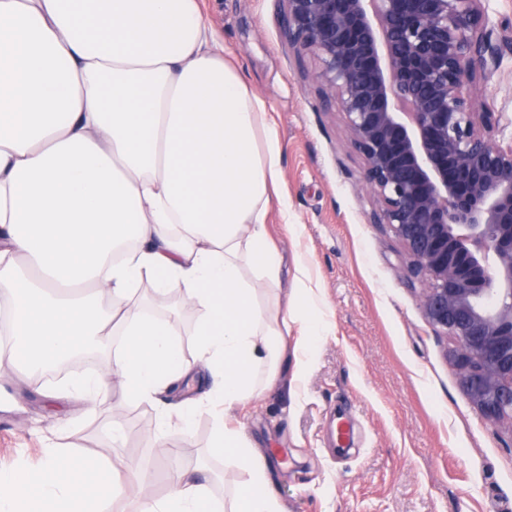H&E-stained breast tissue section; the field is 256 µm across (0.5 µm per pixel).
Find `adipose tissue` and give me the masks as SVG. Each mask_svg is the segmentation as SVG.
Returning a JSON list of instances; mask_svg holds the SVG:
<instances>
[{
    "mask_svg": "<svg viewBox=\"0 0 512 512\" xmlns=\"http://www.w3.org/2000/svg\"><path fill=\"white\" fill-rule=\"evenodd\" d=\"M282 156L200 0H0V305L12 338L0 367L33 377L120 331L125 399H180L159 407L155 444L189 437L207 412L211 454L248 475L227 507L173 469L166 496L139 512H283L266 462L224 423L278 384L288 357L295 308L275 299L281 259L266 227ZM144 281L196 310L194 360L168 321L134 305ZM294 288L312 338L300 376L330 325L305 265ZM202 366L212 382L199 393L189 383ZM151 476L150 464L106 468L56 444L38 470L0 472V512L103 507Z\"/></svg>",
    "mask_w": 512,
    "mask_h": 512,
    "instance_id": "adipose-tissue-1",
    "label": "adipose tissue"
}]
</instances>
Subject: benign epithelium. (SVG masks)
I'll return each mask as SVG.
<instances>
[{
    "mask_svg": "<svg viewBox=\"0 0 512 512\" xmlns=\"http://www.w3.org/2000/svg\"><path fill=\"white\" fill-rule=\"evenodd\" d=\"M278 2L463 394L485 422H512V140L474 97L500 64L484 0Z\"/></svg>",
    "mask_w": 512,
    "mask_h": 512,
    "instance_id": "1",
    "label": "benign epithelium"
}]
</instances>
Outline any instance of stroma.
<instances>
[{
	"instance_id": "obj_1",
	"label": "stroma",
	"mask_w": 512,
	"mask_h": 512,
	"mask_svg": "<svg viewBox=\"0 0 512 512\" xmlns=\"http://www.w3.org/2000/svg\"><path fill=\"white\" fill-rule=\"evenodd\" d=\"M224 46L268 106L283 144L281 192L287 212L271 204L267 230L281 256V282L292 288L305 261L320 288L330 335L322 337L297 390L280 385L245 402L228 419L243 425L272 465L286 512H512V424L487 425L464 397L448 363L451 341L424 315L420 292L407 281L401 247L388 227L369 223L371 198L337 111L326 108L311 80L312 58H298L284 40L275 0H203ZM479 105L512 115V51L476 90ZM146 310L169 318L185 357H193L194 311L177 295L153 296L141 284ZM83 365L43 382L0 374V469L38 467L49 438L85 459L175 465L212 478L211 493L231 500L229 477L246 474L212 456L214 424L196 417L189 440L154 446L156 412L124 402L117 379L111 400H48L49 390L96 373ZM127 428L112 444L113 406ZM349 422L348 453L336 452L337 427Z\"/></svg>"
}]
</instances>
